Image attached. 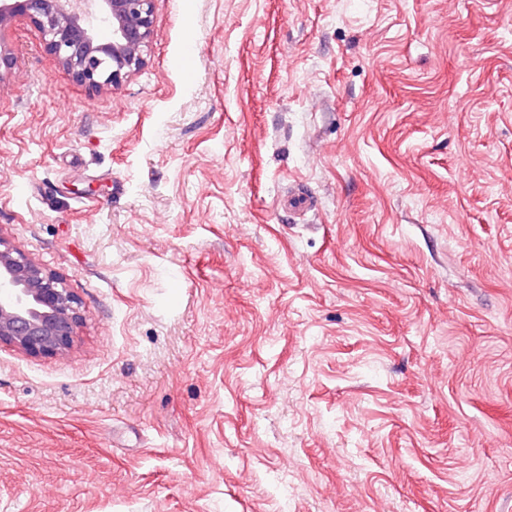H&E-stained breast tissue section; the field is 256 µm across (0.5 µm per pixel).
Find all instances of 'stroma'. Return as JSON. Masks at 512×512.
<instances>
[{
	"mask_svg": "<svg viewBox=\"0 0 512 512\" xmlns=\"http://www.w3.org/2000/svg\"><path fill=\"white\" fill-rule=\"evenodd\" d=\"M0 39L82 313L0 347V512H512V0H154L101 92Z\"/></svg>",
	"mask_w": 512,
	"mask_h": 512,
	"instance_id": "stroma-1",
	"label": "stroma"
}]
</instances>
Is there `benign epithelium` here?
I'll list each match as a JSON object with an SVG mask.
<instances>
[{
    "mask_svg": "<svg viewBox=\"0 0 512 512\" xmlns=\"http://www.w3.org/2000/svg\"><path fill=\"white\" fill-rule=\"evenodd\" d=\"M154 0H0V31L25 17L77 84L116 90L144 61ZM99 16L111 37H98ZM81 303L53 271L25 256L0 227V346L53 357L73 346Z\"/></svg>",
    "mask_w": 512,
    "mask_h": 512,
    "instance_id": "obj_1",
    "label": "benign epithelium"
}]
</instances>
